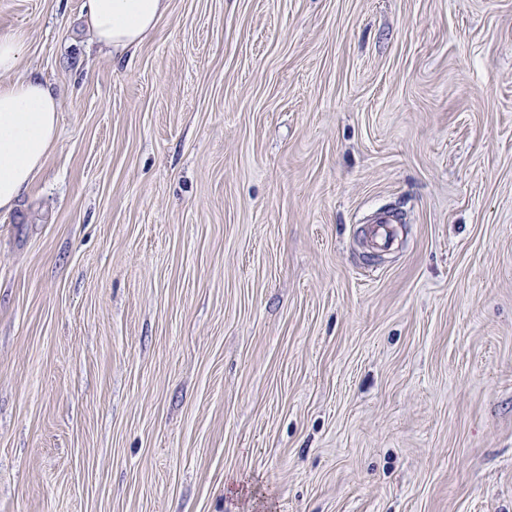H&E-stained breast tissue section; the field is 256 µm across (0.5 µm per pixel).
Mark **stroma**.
<instances>
[{
	"mask_svg": "<svg viewBox=\"0 0 512 512\" xmlns=\"http://www.w3.org/2000/svg\"><path fill=\"white\" fill-rule=\"evenodd\" d=\"M81 8L0 0V512H512V0ZM167 0H84V21L112 56L135 51L157 28ZM25 47L22 33H0V73L12 72L19 66ZM59 101L34 73L0 83V210L31 187L58 135Z\"/></svg>",
	"mask_w": 512,
	"mask_h": 512,
	"instance_id": "35a3bbf8",
	"label": "stroma"
}]
</instances>
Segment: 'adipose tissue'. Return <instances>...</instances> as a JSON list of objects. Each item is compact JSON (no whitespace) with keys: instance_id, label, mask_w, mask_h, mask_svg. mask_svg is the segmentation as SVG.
<instances>
[{"instance_id":"adipose-tissue-1","label":"adipose tissue","mask_w":512,"mask_h":512,"mask_svg":"<svg viewBox=\"0 0 512 512\" xmlns=\"http://www.w3.org/2000/svg\"><path fill=\"white\" fill-rule=\"evenodd\" d=\"M166 0H84V21L113 55L136 50L157 28ZM59 101L35 74L0 83V210L31 187L58 135Z\"/></svg>"}]
</instances>
